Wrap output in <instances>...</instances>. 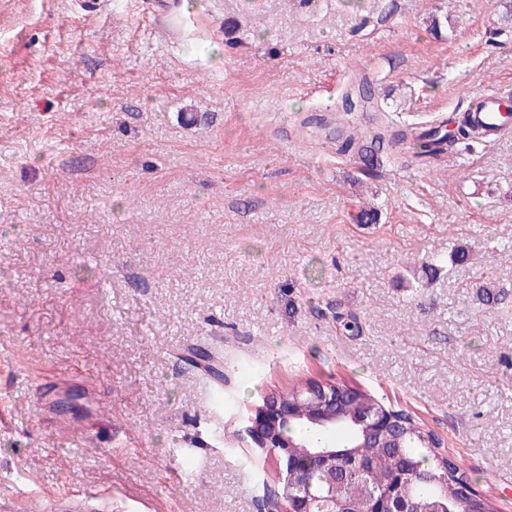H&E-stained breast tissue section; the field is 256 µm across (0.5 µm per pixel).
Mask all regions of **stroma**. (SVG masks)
<instances>
[{
	"label": "stroma",
	"mask_w": 512,
	"mask_h": 512,
	"mask_svg": "<svg viewBox=\"0 0 512 512\" xmlns=\"http://www.w3.org/2000/svg\"><path fill=\"white\" fill-rule=\"evenodd\" d=\"M170 2L159 24L147 0H0V500L268 512L244 417L342 378L512 512V261L490 256L512 249V131L371 178L336 151L385 113L512 96L504 7ZM362 79L379 111L340 112ZM203 342L223 388L184 358Z\"/></svg>",
	"instance_id": "1"
}]
</instances>
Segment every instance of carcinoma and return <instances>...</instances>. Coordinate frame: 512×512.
<instances>
[{
  "label": "carcinoma",
  "instance_id": "1",
  "mask_svg": "<svg viewBox=\"0 0 512 512\" xmlns=\"http://www.w3.org/2000/svg\"><path fill=\"white\" fill-rule=\"evenodd\" d=\"M375 91L366 83L347 89L341 98L342 110L354 112L374 103ZM370 144L362 135L351 133L338 142L341 154H355L362 171L373 173L378 152L386 149L397 161L431 165L480 138L467 115L447 118L438 115L427 126L408 123L390 127L377 125L367 131ZM342 396L353 394L336 406V426L315 429L304 416L314 410L306 393L299 398V419L292 421L285 434L299 444H329L342 452L338 457L336 500L366 505L375 501L378 512H417V505L430 503L436 512H492L488 499L477 491L466 472L438 451V435L421 427L404 412L398 420L382 427L375 414L383 407L375 397L341 379L325 381V391ZM262 496L287 499L293 495L325 494L321 471L288 474V482H259Z\"/></svg>",
  "mask_w": 512,
  "mask_h": 512
}]
</instances>
